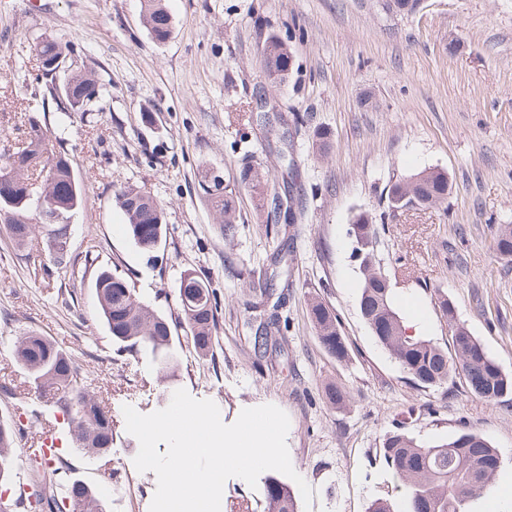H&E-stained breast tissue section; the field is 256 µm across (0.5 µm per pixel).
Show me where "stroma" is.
<instances>
[{
    "mask_svg": "<svg viewBox=\"0 0 512 512\" xmlns=\"http://www.w3.org/2000/svg\"><path fill=\"white\" fill-rule=\"evenodd\" d=\"M172 33L156 42L141 0H0V148L28 115L63 139L82 185L69 215L65 263L50 258V225L24 246L0 226V423L15 430L13 499L31 483L24 452L58 438L74 476L98 489L105 512H149L154 472H137L138 440L123 406L165 408L172 388L214 401L224 423L272 404L289 417L295 471L312 489L309 512H369L401 500L380 453L403 430L425 446L471 429L497 449L501 467L474 512H512V395L487 402L463 377L424 388L363 319L353 216L369 212L378 258L404 320L452 344L437 299L448 295L488 355L512 375V257L499 256V225L512 224V0H422L409 14L386 0H167ZM293 53L284 82L263 75L265 41ZM73 45L75 70L94 74L103 96L92 113L43 104L36 47ZM328 131L330 147L313 145ZM268 179L282 209L256 215L239 186L244 164ZM428 168L451 191L425 209L391 210L387 189ZM234 188L233 239L204 188ZM142 187L165 212L155 261L132 242L115 201ZM119 271L137 299L164 315L181 365L168 384L152 359L119 348L95 294L99 271ZM194 272L218 304L211 356L201 358L176 291ZM321 298L348 338L339 361L321 345L307 302ZM283 325L254 350L261 321ZM46 336L80 367L112 416L103 456L76 451L62 411L15 364L28 331ZM344 389V407L326 397Z\"/></svg>",
    "mask_w": 512,
    "mask_h": 512,
    "instance_id": "stroma-1",
    "label": "stroma"
}]
</instances>
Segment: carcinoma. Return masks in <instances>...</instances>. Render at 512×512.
<instances>
[{"instance_id":"cac0c4a2","label":"carcinoma","mask_w":512,"mask_h":512,"mask_svg":"<svg viewBox=\"0 0 512 512\" xmlns=\"http://www.w3.org/2000/svg\"><path fill=\"white\" fill-rule=\"evenodd\" d=\"M144 23L158 42L172 33L170 14L162 0H144ZM70 47L51 39L42 41L37 58L69 53ZM291 62L288 46L277 36L266 39L264 70L268 78L282 80ZM66 102L56 100L52 86H46L43 99H51L63 112H86L97 102L102 89L98 82L82 72L72 73L62 84ZM13 165L22 171L13 193L0 196V224L10 231L14 241L25 244L35 224L40 221V198L54 205L66 216L81 204V184L66 157L55 149L48 130L35 128L28 120L22 129L18 146L8 154L0 152V171ZM241 183L258 201L264 200L267 180L264 174L247 166L242 169ZM448 196V175L437 169H425L394 181L388 188L390 206L400 209L412 202L421 207L437 204ZM116 203L127 218L129 234L136 246L152 262L156 258L158 237L162 236L164 213L161 206L144 190L127 186L115 194ZM212 205L224 217V236L234 232L236 224L235 193L210 194ZM351 230L366 245L354 252L362 274L360 312L373 333L412 380L425 386L448 382L453 373L463 376L469 392L487 401L512 394V376L504 373L482 344L457 317L453 302L445 295L438 298L439 309L448 323L454 356L430 339L408 333L392 300V289L383 280L384 271L376 259L377 232L373 216L361 211L354 215ZM495 249L503 257H512V225L502 224L497 230ZM196 287L178 289L182 317L188 324L196 353L206 356L213 351L217 302L203 280L194 277ZM95 293L112 340L124 348L151 355L171 381L176 380L180 357L172 344L168 320L139 302L128 280L118 272L103 271L94 283ZM308 312L322 346L337 360L348 356L346 337L340 332L335 313L318 297H311ZM15 362L27 372L38 387L66 390L67 398L57 400L68 417V423L80 440L77 449L88 455H101L112 447V433L98 421L93 408L97 402L84 387L80 368L65 353L57 350L45 337L32 331L18 339L13 352ZM13 434L0 425V483L12 477L10 448ZM383 459L402 486L408 500L407 512H472V502L485 491L495 476L483 466L499 458L496 449L479 433L467 430L455 438L425 447L399 432L385 436L381 448ZM69 512H103L98 494L79 479L71 482ZM265 512H298L297 499L287 482L269 475L264 479Z\"/></svg>"}]
</instances>
